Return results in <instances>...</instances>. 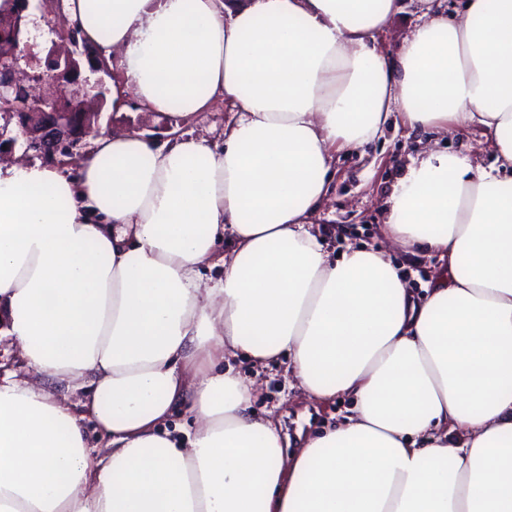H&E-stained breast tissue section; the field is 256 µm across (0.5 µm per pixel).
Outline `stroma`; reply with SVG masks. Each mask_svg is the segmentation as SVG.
Returning a JSON list of instances; mask_svg holds the SVG:
<instances>
[{
    "instance_id": "35a3bbf8",
    "label": "stroma",
    "mask_w": 512,
    "mask_h": 512,
    "mask_svg": "<svg viewBox=\"0 0 512 512\" xmlns=\"http://www.w3.org/2000/svg\"><path fill=\"white\" fill-rule=\"evenodd\" d=\"M169 120V115L141 109L116 112L107 104L102 108L99 125L107 131L131 128L163 145L167 142L165 125ZM419 139L418 132L391 124L359 151L339 153L334 193L315 224L331 247L341 251L350 243L364 248L380 244V226L385 221L384 202L397 178L419 152ZM481 139L477 129L458 128L439 137L438 143L441 149L470 156L487 167L494 162L495 154ZM233 365L242 377L260 379L254 409L262 415H275L291 444L322 431L331 416L345 414L347 401L337 400L326 411L301 397L289 384L283 366L259 372L243 357L235 359Z\"/></svg>"
}]
</instances>
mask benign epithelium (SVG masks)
Wrapping results in <instances>:
<instances>
[{
	"label": "benign epithelium",
	"instance_id": "7a95c632",
	"mask_svg": "<svg viewBox=\"0 0 512 512\" xmlns=\"http://www.w3.org/2000/svg\"><path fill=\"white\" fill-rule=\"evenodd\" d=\"M14 11L0 23V97L9 89L24 90L26 103L17 112H6L5 126L0 128V160L12 155L15 148H23L26 157L56 161L68 155L74 162L84 155L85 141L98 131L102 106L104 80L94 84L82 77V64L88 63L93 73H109L101 54L88 48L77 37L76 27L64 30V46L51 50L41 71L29 73L19 67V53L28 44L23 35L30 22V0H15ZM68 80L67 94L71 105L58 106L56 95L39 97L33 93L36 86H54Z\"/></svg>",
	"mask_w": 512,
	"mask_h": 512
}]
</instances>
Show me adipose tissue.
I'll return each mask as SVG.
<instances>
[{
	"label": "adipose tissue",
	"mask_w": 512,
	"mask_h": 512,
	"mask_svg": "<svg viewBox=\"0 0 512 512\" xmlns=\"http://www.w3.org/2000/svg\"><path fill=\"white\" fill-rule=\"evenodd\" d=\"M421 9L390 56L399 0H65L114 110L231 118L0 164V512H512V0ZM398 118L476 126L495 164L423 149L384 246L334 252L336 152ZM396 252L439 262L423 297ZM238 355L348 414L284 455ZM229 117L230 113L224 112L223 102H219L201 120L194 117L181 120L179 123H182V132L193 131L196 135H204L211 141L217 142L223 138L224 124Z\"/></svg>",
	"instance_id": "1"
}]
</instances>
